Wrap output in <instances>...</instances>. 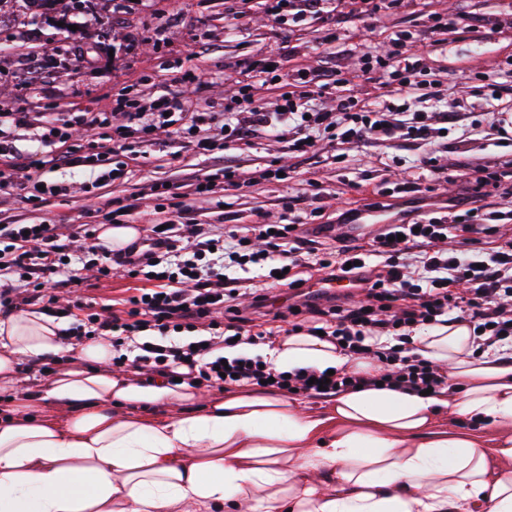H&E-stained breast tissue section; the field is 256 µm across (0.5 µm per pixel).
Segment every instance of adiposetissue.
I'll return each mask as SVG.
<instances>
[{
  "label": "adipose tissue",
  "instance_id": "1",
  "mask_svg": "<svg viewBox=\"0 0 512 512\" xmlns=\"http://www.w3.org/2000/svg\"><path fill=\"white\" fill-rule=\"evenodd\" d=\"M37 312L0 318V512H512V357L468 326L417 337L446 383L349 389L325 412L274 391L213 392L112 371V348L62 340ZM69 354L41 385L23 359ZM276 370H370L336 344L281 336ZM493 425L485 444L459 420Z\"/></svg>",
  "mask_w": 512,
  "mask_h": 512
}]
</instances>
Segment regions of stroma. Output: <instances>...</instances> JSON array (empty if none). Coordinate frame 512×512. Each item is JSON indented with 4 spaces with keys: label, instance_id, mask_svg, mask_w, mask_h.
Instances as JSON below:
<instances>
[{
    "label": "stroma",
    "instance_id": "stroma-1",
    "mask_svg": "<svg viewBox=\"0 0 512 512\" xmlns=\"http://www.w3.org/2000/svg\"><path fill=\"white\" fill-rule=\"evenodd\" d=\"M244 10L245 18L234 21L224 0H89L79 10L72 9L71 0H56L45 12L31 0H10L0 9V111L29 113L31 123L5 128L0 136L11 142L15 156L38 149L51 153V146L40 142L41 120L68 124L73 137L81 139V113H108L120 100L137 105L162 94L179 97L181 88L172 78L189 72L200 77L194 103L220 112L237 85V61L268 54L286 73L343 63V87L324 88L316 96L319 106H332L340 93L374 102L383 90L362 76L361 56L369 50L386 52L392 33L399 30L417 35V52L428 67L439 70L441 89L458 110L457 124L447 139L432 145L368 137L342 144L327 137L303 156L262 133L240 149L219 131L211 151L202 155L161 129L143 153L111 154L108 165L122 168V179L98 182L86 168L45 169L43 180L58 185L59 193L36 196L16 185L9 203L0 205V221L98 226L126 220L143 229L170 218L161 209V198L143 195L148 184L180 186L190 177L226 167L239 175L242 187L193 207L199 223L212 225L215 234L227 239L245 224H332L347 209L366 203L383 205L388 217L413 222L430 218L441 206H478L454 162L512 159V124L494 130L483 117L487 111L512 114V87L502 88L498 99L490 101L475 92L482 72L512 63V28L499 33L476 23L440 32L433 41L423 37L434 14L452 19L469 11L506 18L512 16V0H405L398 9L374 15L342 14L329 33L310 17L274 23L264 0H245ZM63 23L76 26L77 39L65 37L59 29ZM428 157L448 165L447 178L430 182L423 193L398 191V184L420 175ZM272 165L286 167L287 180L256 179V171ZM312 180L321 185V198L308 197ZM118 196L138 197L129 218L112 214ZM88 244L80 239L69 253L67 270L81 282L61 293V302L115 304L132 295L137 280L119 272L104 278L89 266Z\"/></svg>",
    "mask_w": 512,
    "mask_h": 512
}]
</instances>
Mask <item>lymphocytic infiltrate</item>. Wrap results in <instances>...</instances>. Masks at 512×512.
Segmentation results:
<instances>
[{"label":"lymphocytic infiltrate","instance_id":"1","mask_svg":"<svg viewBox=\"0 0 512 512\" xmlns=\"http://www.w3.org/2000/svg\"><path fill=\"white\" fill-rule=\"evenodd\" d=\"M331 2L266 0V5L269 16L278 22L290 14L298 21L314 16L329 24L335 18ZM415 43L413 34L399 32L386 56L375 59L379 72L394 87L392 100L371 106L340 97L335 108L326 111L307 107L315 85L324 78L320 74L282 76L272 55L241 59L239 72L263 73L272 80L286 78L288 90L280 94V108L275 112L266 111L250 94L238 91L232 106L224 110V136L246 146L251 134L262 130L297 153L308 152L324 134L346 143L371 137L434 144L452 115L445 110H412L410 102L416 91L438 92L437 75L415 54ZM175 82L183 88L181 99L157 97L150 111L124 113L121 125H109L99 114L88 113L82 121L89 130L86 144L72 142L64 129L44 126L42 142L64 144V151L51 156L36 151L22 166L0 167V195L21 178L41 186L42 170L48 166L85 167L98 170L100 179H117L118 169L104 167L110 146L152 141L156 131L165 126L174 127L178 138L205 151L203 133L217 115L193 108L194 77L182 75ZM238 186L230 170L220 181L207 177L190 183L186 194L170 184L150 185L151 194L167 195L180 225H152L147 236L151 246L146 250L136 243L115 251L101 243L93 247L100 259V276H111L119 268L148 280V287L139 289L118 308L81 305L82 316L70 328V335L109 341L112 365L119 369L130 366L172 379L181 367L184 380L203 387L257 386L265 381L273 391L288 394L295 390L314 396H333L349 388L378 384L417 393L437 390L444 382L439 367L405 341L418 330L468 325L478 330V350L512 351V240L489 251L447 247L449 237L465 238L474 233L478 216L496 221L500 211L482 214L470 208L459 214L451 209L419 226L388 224L367 243L341 246L308 238L306 231L287 224H249L236 232V244L228 251L207 225L197 223L184 197L206 198L220 189ZM69 246V240L61 238L50 224H1L0 273L9 275L10 280L0 283V312L10 314L37 304L42 311L70 315V308H58L56 295L58 288L68 285L61 274ZM213 249L225 251L230 266L261 265L270 273L281 274L297 301L294 308L278 312V319L290 321L292 333H323L325 339L343 344L351 357L376 362L377 374L343 369L330 375L313 368L278 372L247 353L223 358V350L235 344L255 345L264 340V333L255 331L254 325L266 314L267 297L251 291V305L241 307L236 293L242 280L225 276L223 270L207 263ZM174 252L184 253V260L173 266L165 264V257ZM308 260L325 270L328 278L353 279L362 288V300L333 295L318 302L304 299L305 282L293 277L292 270ZM201 326L207 337L197 336ZM384 336L389 337V344H381Z\"/></svg>","mask_w":512,"mask_h":512}]
</instances>
